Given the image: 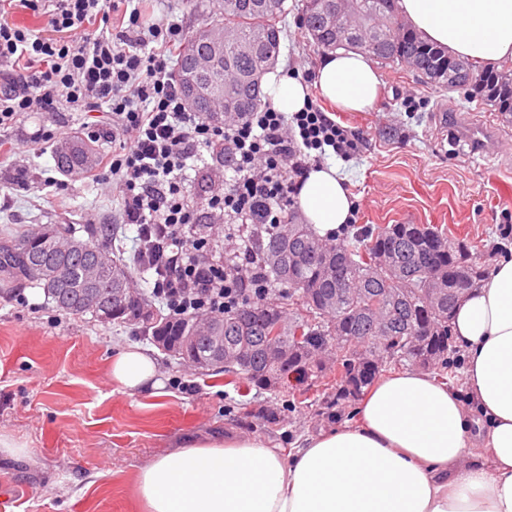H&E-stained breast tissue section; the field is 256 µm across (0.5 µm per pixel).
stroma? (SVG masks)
<instances>
[{
	"label": "stroma",
	"instance_id": "1",
	"mask_svg": "<svg viewBox=\"0 0 512 512\" xmlns=\"http://www.w3.org/2000/svg\"><path fill=\"white\" fill-rule=\"evenodd\" d=\"M220 0H128L153 18L174 15L186 33L212 24ZM280 60L312 74L324 53L300 23L302 0H286ZM380 96L366 112L335 119L360 139L342 167L355 200L356 229L382 224H432L467 240L493 268L512 257V122L489 102L426 83L401 63L379 67ZM496 119V156H471L454 126ZM105 112L50 106L0 129V231L67 224L76 238L103 224L118 225L103 241L111 256L130 253L135 226L123 223V202L85 176L62 175L54 134L107 126ZM139 328L91 315L73 316L48 302L42 289L0 283V434L28 446L15 459L0 453V491L15 512H137L130 493L139 468L175 451L190 436L248 432L293 448L332 427L314 408L288 405L287 391L230 381L223 368L201 371L154 349L165 395L130 396L108 377L112 354L143 344ZM277 412L279 421L263 418Z\"/></svg>",
	"mask_w": 512,
	"mask_h": 512
}]
</instances>
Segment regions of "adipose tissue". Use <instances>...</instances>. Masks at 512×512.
<instances>
[{
  "mask_svg": "<svg viewBox=\"0 0 512 512\" xmlns=\"http://www.w3.org/2000/svg\"><path fill=\"white\" fill-rule=\"evenodd\" d=\"M426 40L487 65L512 60V0H398ZM380 74L353 50L329 52L313 83L280 65L262 88L286 115L318 92L348 112L371 109ZM305 223L319 233L351 218L353 201L334 161L313 165L298 190ZM464 351L467 398L410 369L378 379L354 424L322 430L293 452L255 436L190 439L142 467L132 495L140 512H512V259L460 304L451 322ZM108 374L123 393L160 395L149 349L128 345Z\"/></svg>",
  "mask_w": 512,
  "mask_h": 512,
  "instance_id": "adipose-tissue-1",
  "label": "adipose tissue"
}]
</instances>
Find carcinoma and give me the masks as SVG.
<instances>
[{"instance_id":"cac0c4a2","label":"carcinoma","mask_w":512,"mask_h":512,"mask_svg":"<svg viewBox=\"0 0 512 512\" xmlns=\"http://www.w3.org/2000/svg\"><path fill=\"white\" fill-rule=\"evenodd\" d=\"M246 2L222 0L219 25L236 40L212 59L208 90L196 108L216 124L226 113L244 115L261 108L262 76L280 53L276 18L286 13L285 0H273L269 7H248ZM333 2L303 0L301 9L305 30L317 47L328 51L336 50L347 34L328 19ZM352 6L361 19L378 21L355 33L357 48L369 57L385 64L414 59L431 71L456 67L463 72L467 96L481 95L504 116L512 115V68L478 69L409 28L398 40H390L400 23L396 0H352ZM206 32L199 29L178 46L177 74L208 52ZM213 94L224 103L219 114L210 111ZM63 144L68 155L61 156L59 149L55 153L62 173L78 175L94 168L98 152L92 143L74 134ZM101 232L100 227L78 240L69 226L47 224L37 233L0 236V280L33 283L66 314L133 323L175 359L189 358L202 370L216 366L207 340L184 341L194 335L196 317L169 316L158 322L145 315L149 301L135 292L123 305L112 307L111 291L131 287L132 276L100 246ZM248 240L257 256L255 267L269 283L288 290V299L300 302L302 312L288 318L277 303L247 298L224 315L210 317L217 335L224 337V353L241 356V362L224 365V374L271 391L291 373L303 384L330 368L335 392L311 404L331 419L351 414L352 405L388 365L419 366L444 380L453 352L450 321L463 298L459 289L475 290L487 278L466 242L429 224H384L371 233L334 241L290 213L283 224L251 225ZM64 244L74 250L62 252ZM92 260L107 266L110 275L89 288L86 267ZM328 264L336 266L333 282L323 275Z\"/></svg>"}]
</instances>
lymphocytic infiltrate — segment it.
<instances>
[{
  "label": "lymphocytic infiltrate",
  "instance_id": "obj_1",
  "mask_svg": "<svg viewBox=\"0 0 512 512\" xmlns=\"http://www.w3.org/2000/svg\"><path fill=\"white\" fill-rule=\"evenodd\" d=\"M18 2L48 11L52 33L0 15V127L38 106L90 112L107 104L112 121L102 135L112 153L92 176L120 193L123 221L136 227L132 264L153 270V297L175 317L220 315L246 296L270 300L273 290L259 272L243 284L210 257L207 238L188 239L185 228L203 216L224 225L282 223L312 152L329 147L349 159L358 150L352 132L314 103L290 116L267 105L211 124L187 110L169 69V50L184 37L180 23L133 12L96 32L91 21L123 0ZM202 149L232 177L200 210L180 172Z\"/></svg>",
  "mask_w": 512,
  "mask_h": 512
}]
</instances>
